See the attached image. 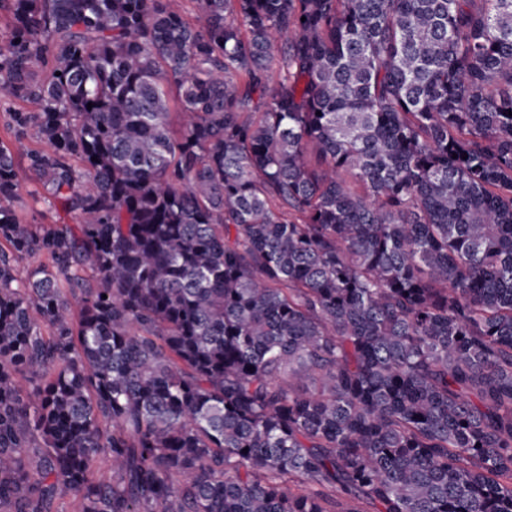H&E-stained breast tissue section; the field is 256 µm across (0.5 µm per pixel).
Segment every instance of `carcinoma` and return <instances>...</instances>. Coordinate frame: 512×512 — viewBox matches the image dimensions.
Masks as SVG:
<instances>
[{
  "mask_svg": "<svg viewBox=\"0 0 512 512\" xmlns=\"http://www.w3.org/2000/svg\"><path fill=\"white\" fill-rule=\"evenodd\" d=\"M189 2L0 0V512H512V0ZM17 109L31 110V105H22L13 102L7 97L0 95V140L2 139L15 153L18 160L23 162L25 153L30 149H46V146L35 138H24L20 141L16 140L7 131L9 115L7 112H13ZM21 183L14 207L19 217L28 224L50 221L56 217L52 202L46 197L40 184L30 177L23 164L19 171Z\"/></svg>",
  "mask_w": 512,
  "mask_h": 512,
  "instance_id": "obj_1",
  "label": "carcinoma"
}]
</instances>
